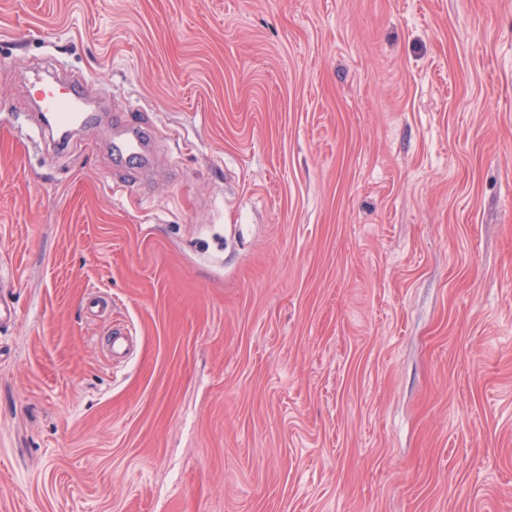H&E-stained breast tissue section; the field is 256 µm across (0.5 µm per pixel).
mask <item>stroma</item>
Listing matches in <instances>:
<instances>
[{
	"label": "stroma",
	"instance_id": "1",
	"mask_svg": "<svg viewBox=\"0 0 512 512\" xmlns=\"http://www.w3.org/2000/svg\"><path fill=\"white\" fill-rule=\"evenodd\" d=\"M0 276V512H512V0H0ZM30 96L38 116L52 113L61 127L74 128L84 118V92L67 77L56 75L53 81H49L44 74H36L31 81ZM132 122L133 120L124 118L127 132L116 137L113 141V151L118 158L128 159L138 157L140 155L142 140L149 135L145 128L131 125Z\"/></svg>",
	"mask_w": 512,
	"mask_h": 512
}]
</instances>
